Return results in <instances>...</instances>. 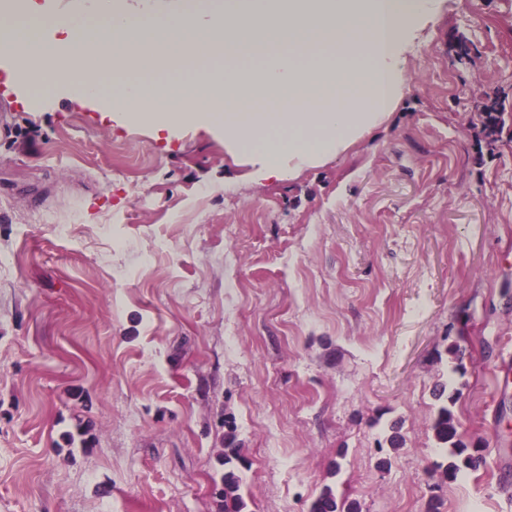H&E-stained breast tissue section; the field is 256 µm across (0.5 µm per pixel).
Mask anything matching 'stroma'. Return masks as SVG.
<instances>
[{
  "mask_svg": "<svg viewBox=\"0 0 512 512\" xmlns=\"http://www.w3.org/2000/svg\"><path fill=\"white\" fill-rule=\"evenodd\" d=\"M9 68L0 512H222L230 429L246 512L327 486L362 512H512V0H432L390 117L291 177L214 128L64 90L31 111ZM440 380L486 459L448 479Z\"/></svg>",
  "mask_w": 512,
  "mask_h": 512,
  "instance_id": "1",
  "label": "stroma"
}]
</instances>
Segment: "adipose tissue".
<instances>
[{
    "mask_svg": "<svg viewBox=\"0 0 512 512\" xmlns=\"http://www.w3.org/2000/svg\"><path fill=\"white\" fill-rule=\"evenodd\" d=\"M429 0H225L223 9L115 13L84 0L60 18L31 5L0 14V57L30 107L64 88L96 109L172 130L222 125L265 176L345 152L388 119L404 81V49ZM122 65L105 74L102 62ZM255 58L258 78L236 63ZM187 78L148 82L159 60ZM224 76H217V69ZM257 99L272 101L253 110Z\"/></svg>",
    "mask_w": 512,
    "mask_h": 512,
    "instance_id": "adipose-tissue-1",
    "label": "adipose tissue"
}]
</instances>
